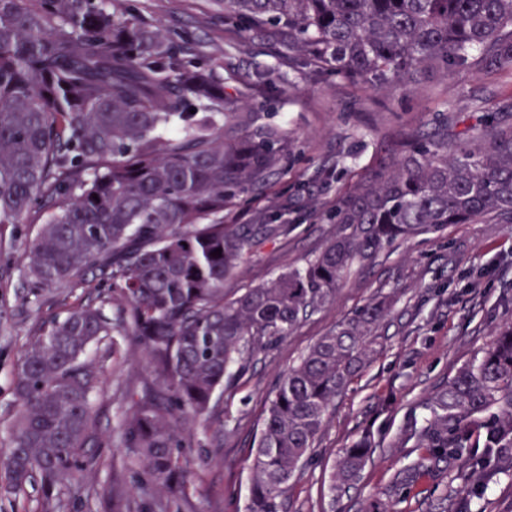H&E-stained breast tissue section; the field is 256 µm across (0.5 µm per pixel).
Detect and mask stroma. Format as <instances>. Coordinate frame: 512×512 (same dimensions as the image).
Masks as SVG:
<instances>
[{
	"label": "stroma",
	"instance_id": "stroma-1",
	"mask_svg": "<svg viewBox=\"0 0 512 512\" xmlns=\"http://www.w3.org/2000/svg\"><path fill=\"white\" fill-rule=\"evenodd\" d=\"M124 7L162 25L168 37L193 43L187 61L223 79L225 93L236 98L227 119L232 135L274 128L288 142L274 175L224 206L228 224H257L276 212L290 227L287 237L245 255L237 275L224 284L228 295L302 266L334 236L343 197L387 165L415 131L441 123L461 131L512 113L509 65L491 71L431 68L415 81L380 85L289 60L278 38L225 16L213 0H124ZM37 232L34 224L0 225V445L20 410L14 381L28 343L44 322L87 300L65 291L37 306L17 302L24 251ZM382 296L389 314L377 330L378 352L337 399L318 448L288 490L287 512H361L366 501L386 502L390 512H439L443 505L449 512H512L511 472L489 478L475 499L458 462L435 469L392 500L382 496L396 473L421 454L410 435L428 424L431 394L481 356L495 331L512 320V224L489 219L395 241L373 263L353 269L335 302L254 360L192 427L188 501L180 512H246L254 443L269 394L317 338ZM121 350L120 363L103 344L87 354L103 378L92 400L97 437H111L126 411L112 399L117 383L146 371L130 339L122 340ZM367 430L377 448L360 482L333 494L335 460ZM97 454L100 467L82 472L64 491L67 512H126L112 498L110 463L128 461L130 451L108 446Z\"/></svg>",
	"mask_w": 512,
	"mask_h": 512
}]
</instances>
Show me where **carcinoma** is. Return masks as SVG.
<instances>
[{
	"label": "carcinoma",
	"mask_w": 512,
	"mask_h": 512,
	"mask_svg": "<svg viewBox=\"0 0 512 512\" xmlns=\"http://www.w3.org/2000/svg\"><path fill=\"white\" fill-rule=\"evenodd\" d=\"M224 11L314 66L407 83L431 67L512 65V0H224ZM190 50L122 0H0V224L40 223L24 254V302L65 288L95 298L49 322L26 350L14 392L21 410L0 454L4 491L62 489L99 458L90 434L101 376L89 347L131 336L150 371L126 381L118 426L142 482L184 493L177 423L209 412L254 357L267 355L336 297L356 264L395 240L491 217L512 223V117L481 145L448 146L441 125L336 208V235L300 268L224 298V282L286 224H226V198L264 183L287 144L276 129L231 139L224 83L178 55ZM222 249L221 256L211 253ZM117 306L118 318L104 308ZM385 302L371 301L303 354L272 392L256 443L247 512H283L290 481L322 436L336 398L360 373ZM425 454L387 494L465 459L471 493L512 449V322L432 397ZM479 436L472 458L467 435ZM376 448L363 434L333 467L334 491L359 482Z\"/></svg>",
	"instance_id": "carcinoma-1"
}]
</instances>
